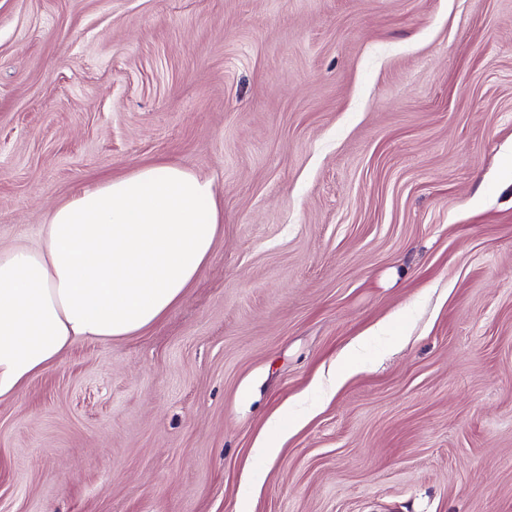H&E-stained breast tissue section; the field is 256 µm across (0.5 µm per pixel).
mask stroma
<instances>
[{
  "label": "stroma",
  "mask_w": 512,
  "mask_h": 512,
  "mask_svg": "<svg viewBox=\"0 0 512 512\" xmlns=\"http://www.w3.org/2000/svg\"><path fill=\"white\" fill-rule=\"evenodd\" d=\"M156 162L211 257L0 398V512H512V0H0V249Z\"/></svg>",
  "instance_id": "stroma-1"
}]
</instances>
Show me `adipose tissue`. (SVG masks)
Returning <instances> with one entry per match:
<instances>
[{
  "instance_id": "obj_1",
  "label": "adipose tissue",
  "mask_w": 512,
  "mask_h": 512,
  "mask_svg": "<svg viewBox=\"0 0 512 512\" xmlns=\"http://www.w3.org/2000/svg\"><path fill=\"white\" fill-rule=\"evenodd\" d=\"M221 224L211 181L145 165L49 212L37 248L0 250V397L77 342L161 321L208 262Z\"/></svg>"
}]
</instances>
